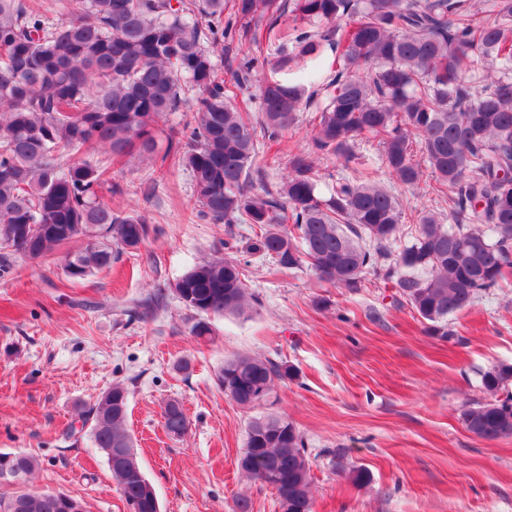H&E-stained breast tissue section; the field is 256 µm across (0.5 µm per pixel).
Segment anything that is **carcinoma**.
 <instances>
[{
    "mask_svg": "<svg viewBox=\"0 0 512 512\" xmlns=\"http://www.w3.org/2000/svg\"><path fill=\"white\" fill-rule=\"evenodd\" d=\"M69 14L0 0L1 267L10 251L31 260L60 253L65 276L82 280L138 249L147 222L106 199L121 192L107 164L133 155L159 171L190 169L191 214L259 226L254 249L281 269L306 264L339 288L360 287L370 271L394 282L435 336L448 337V317L512 267V0H491L487 11L478 0H71ZM233 44L251 53L226 81L216 57ZM261 69L271 76L245 93ZM301 75L323 96L306 93ZM190 98L193 122L159 136L157 119ZM306 109L315 112L312 153L292 155L279 190L257 192V134L281 144ZM370 139L390 180L413 192L428 171L429 193L448 199V216H418L412 241L396 251L404 212L375 177L319 191L312 155L347 165ZM172 288L199 315L198 338L212 334L209 317L248 305L240 265L227 256L199 261ZM296 375L290 364L237 354L217 385L245 409L271 407ZM480 382L491 399L465 408L463 425L484 440L511 436L512 364ZM127 410L116 383L83 418L109 462L134 447ZM163 419L173 437L188 428L178 401ZM244 447L241 471L288 498L291 512H313L312 465L295 424L253 416ZM36 465L0 453V487L17 488L0 495V512H85L69 494L22 490ZM109 468L125 501L160 512L137 454Z\"/></svg>",
    "mask_w": 512,
    "mask_h": 512,
    "instance_id": "carcinoma-1",
    "label": "carcinoma"
}]
</instances>
